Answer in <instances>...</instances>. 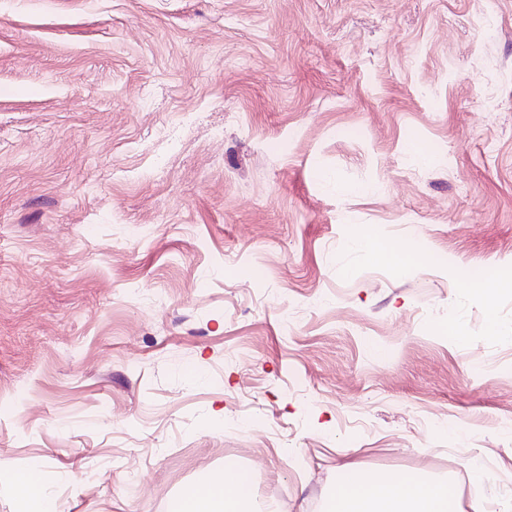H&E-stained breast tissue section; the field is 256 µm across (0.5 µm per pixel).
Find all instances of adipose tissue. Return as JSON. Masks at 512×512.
<instances>
[{"instance_id":"adipose-tissue-1","label":"adipose tissue","mask_w":512,"mask_h":512,"mask_svg":"<svg viewBox=\"0 0 512 512\" xmlns=\"http://www.w3.org/2000/svg\"><path fill=\"white\" fill-rule=\"evenodd\" d=\"M339 484L331 512H456L454 488L444 479L392 477L346 464ZM176 512H257L256 495L243 471L228 467L220 479L186 488Z\"/></svg>"}]
</instances>
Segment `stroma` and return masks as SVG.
Returning <instances> with one entry per match:
<instances>
[{"instance_id": "stroma-1", "label": "stroma", "mask_w": 512, "mask_h": 512, "mask_svg": "<svg viewBox=\"0 0 512 512\" xmlns=\"http://www.w3.org/2000/svg\"><path fill=\"white\" fill-rule=\"evenodd\" d=\"M506 423L512 0H0V512H512ZM332 512H455L454 487L444 479L392 477L350 464L340 467ZM256 503V494L243 471L228 467L220 479L186 488L175 511L257 512ZM20 495L23 501L30 506V512H50V499L40 483L30 477L23 476L19 480Z\"/></svg>"}]
</instances>
